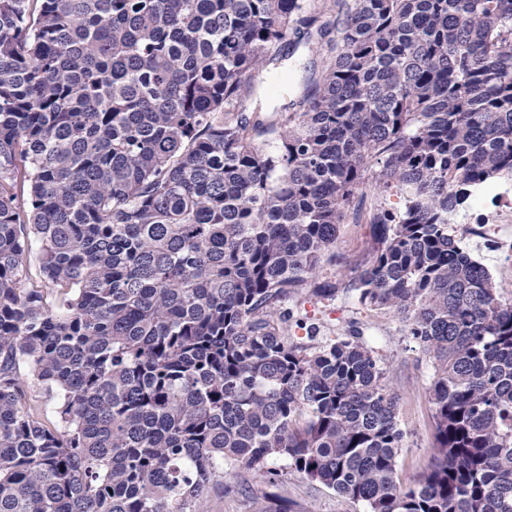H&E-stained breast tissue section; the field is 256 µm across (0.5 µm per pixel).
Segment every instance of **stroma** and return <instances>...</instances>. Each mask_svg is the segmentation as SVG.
<instances>
[{
	"label": "stroma",
	"instance_id": "1",
	"mask_svg": "<svg viewBox=\"0 0 512 512\" xmlns=\"http://www.w3.org/2000/svg\"><path fill=\"white\" fill-rule=\"evenodd\" d=\"M322 65L321 58L310 51L308 45L298 44L284 63L288 79L282 88L265 89L253 95L247 103L248 108L259 107L267 112L283 99L294 98L308 71ZM400 205L396 192L378 193L373 181H366L345 210L333 249L334 256L321 268L322 279L335 282L342 276L355 275L371 257V220L376 208L396 209ZM453 233L461 238L471 257L490 271L501 287L502 298L512 299V260L471 238L465 225H456ZM300 315L305 325L318 326L324 338L342 334L351 323H358L366 341L383 358L389 384L399 399L398 423L404 432L396 464L397 477L402 485L416 484L430 466L434 446L433 406L429 397L432 364L429 358L411 338L403 335L395 317L366 310L352 297L341 294L332 302L304 301ZM267 466L279 472L277 485L255 478L251 471L239 470L232 484L216 479L206 495L207 512H264L272 494L297 501L306 512H364L363 505L290 472L284 460H269Z\"/></svg>",
	"mask_w": 512,
	"mask_h": 512
}]
</instances>
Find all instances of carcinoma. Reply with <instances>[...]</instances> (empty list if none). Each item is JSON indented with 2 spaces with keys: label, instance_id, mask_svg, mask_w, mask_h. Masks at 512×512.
I'll list each match as a JSON object with an SVG mask.
<instances>
[{
  "label": "carcinoma",
  "instance_id": "obj_1",
  "mask_svg": "<svg viewBox=\"0 0 512 512\" xmlns=\"http://www.w3.org/2000/svg\"><path fill=\"white\" fill-rule=\"evenodd\" d=\"M333 5L0 0V512H204L271 458L365 512H512V300L450 227L512 177V0ZM290 33L321 72L245 111ZM369 178L403 207L320 282ZM340 290L431 361L413 487L362 331L288 336Z\"/></svg>",
  "mask_w": 512,
  "mask_h": 512
}]
</instances>
